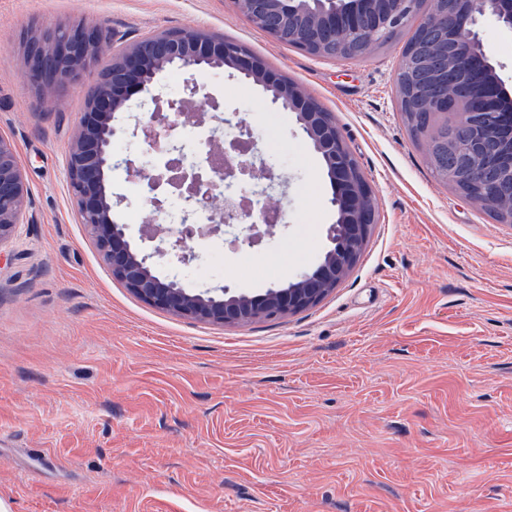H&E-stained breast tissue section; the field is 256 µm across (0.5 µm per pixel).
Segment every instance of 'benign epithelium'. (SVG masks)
<instances>
[{
    "label": "benign epithelium",
    "mask_w": 512,
    "mask_h": 512,
    "mask_svg": "<svg viewBox=\"0 0 512 512\" xmlns=\"http://www.w3.org/2000/svg\"><path fill=\"white\" fill-rule=\"evenodd\" d=\"M440 8L421 13V0H365L363 7L343 8L340 0H236L249 20L256 15H276L282 11L291 18L308 16L329 28L355 36L367 44L355 55L363 59L370 45L387 34L410 26L423 14L421 26L414 27L412 50L408 58L423 69L432 61L418 53L421 29L453 33L459 41L479 39L478 27L491 20L512 30V0H438ZM115 33L102 22L58 24L39 28L24 40V78L40 93L53 91L86 77L100 57L112 53ZM207 67L238 70L272 93L274 100L296 115L306 140L320 154L334 186L331 205L336 222L327 231L329 247L311 272H303L286 287L269 288L259 295L230 294V289L189 292L174 279L157 276L145 257L133 248L124 225L112 218V200L106 179L120 166L133 168L130 158H117L112 143L117 129L112 124L115 112L127 96L145 86L156 73L168 68ZM447 86L425 83L417 90L418 100L431 111H456L460 126L454 136L466 140L465 147L475 164L458 171L455 187L467 189L465 198L497 210L498 224L512 223V203L501 204V170H512V94L491 67L485 51H461L455 55L444 75ZM87 106L78 121L77 131L67 148V174L76 201L79 223L85 225L103 260L112 273L136 296L150 305L196 321L215 325L243 324L260 319L281 318L306 310L332 292L356 264L371 227L377 223V202L371 186L348 149L336 120L321 111L299 86L282 74L264 66L240 45L229 44L221 36L194 29L164 31L129 45L117 56L106 73L94 82ZM196 84L186 85V96L158 105L140 125L143 140H156L160 132L187 122V105L197 95ZM233 141L224 149L225 168L207 173L185 161L182 148L170 146L177 166L143 167L137 171L148 193L162 187L180 192L185 202V230L171 232L160 240L157 252L177 254L181 262L195 258L189 241L202 226L195 225L197 209L207 199H217L220 184L248 188L263 205L242 208L232 202L212 211L210 222L226 228L239 224L268 223L270 212L278 221L283 213L270 203V190L277 176L267 166H256L239 154ZM29 205V190L17 152L9 139L0 135V249L8 244L17 225L23 223Z\"/></svg>",
    "instance_id": "benign-epithelium-1"
}]
</instances>
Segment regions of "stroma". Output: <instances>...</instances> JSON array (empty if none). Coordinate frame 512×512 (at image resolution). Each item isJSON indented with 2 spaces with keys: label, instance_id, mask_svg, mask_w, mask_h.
Listing matches in <instances>:
<instances>
[{
  "label": "stroma",
  "instance_id": "35a3bbf8",
  "mask_svg": "<svg viewBox=\"0 0 512 512\" xmlns=\"http://www.w3.org/2000/svg\"><path fill=\"white\" fill-rule=\"evenodd\" d=\"M106 21L115 47L198 29L240 43L332 112L375 191L378 221L352 270L317 305L212 325L125 288L92 244L66 149L88 84L44 103L24 79L38 26ZM480 39L512 89V33ZM404 38L344 61L254 27L234 0H0V135L30 192L0 249V500L10 512H512V224L430 170L401 119ZM220 136L249 129L281 180L286 222L252 247L194 239L156 256L139 178L107 187L117 222L162 277L256 295L313 270L336 221L324 162L294 113L231 68L179 72ZM157 73L115 114L138 132L171 90ZM136 212L140 221L126 223Z\"/></svg>",
  "mask_w": 512,
  "mask_h": 512
}]
</instances>
